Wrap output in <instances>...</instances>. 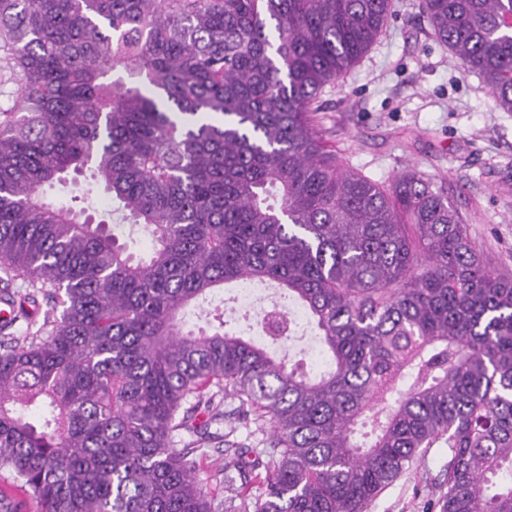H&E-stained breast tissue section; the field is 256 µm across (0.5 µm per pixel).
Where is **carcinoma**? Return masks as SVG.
Returning a JSON list of instances; mask_svg holds the SVG:
<instances>
[{
	"label": "carcinoma",
	"mask_w": 512,
	"mask_h": 512,
	"mask_svg": "<svg viewBox=\"0 0 512 512\" xmlns=\"http://www.w3.org/2000/svg\"><path fill=\"white\" fill-rule=\"evenodd\" d=\"M397 4L0 0V468L37 512H369L439 441L440 512H512V278L447 189L349 171L314 126ZM419 8L512 112V0ZM71 175L150 251L46 203ZM248 280L308 310L328 369L185 329ZM42 293V335H14ZM231 416L271 425L268 462L211 432ZM213 441L220 501L195 477Z\"/></svg>",
	"instance_id": "cac0c4a2"
}]
</instances>
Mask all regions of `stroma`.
I'll return each mask as SVG.
<instances>
[{"label":"stroma","mask_w":512,"mask_h":512,"mask_svg":"<svg viewBox=\"0 0 512 512\" xmlns=\"http://www.w3.org/2000/svg\"><path fill=\"white\" fill-rule=\"evenodd\" d=\"M419 0L316 102L315 127L346 169L387 185L403 172L445 185L485 258L512 273V112L433 35ZM448 459L438 443L370 512H429Z\"/></svg>","instance_id":"stroma-1"}]
</instances>
